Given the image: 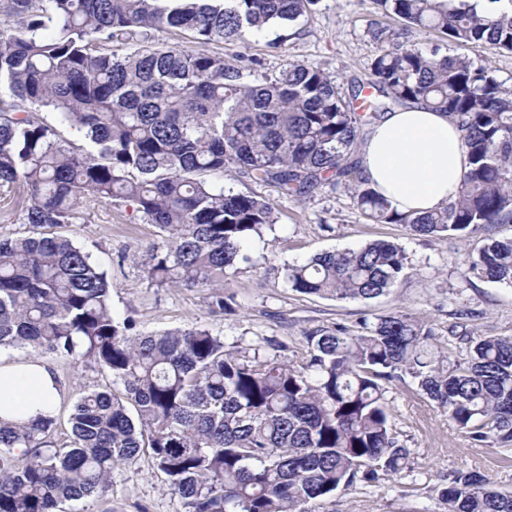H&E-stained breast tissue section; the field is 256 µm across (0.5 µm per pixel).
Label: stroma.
I'll list each match as a JSON object with an SVG mask.
<instances>
[{"label": "stroma", "instance_id": "1", "mask_svg": "<svg viewBox=\"0 0 512 512\" xmlns=\"http://www.w3.org/2000/svg\"><path fill=\"white\" fill-rule=\"evenodd\" d=\"M398 29L401 19L385 16L374 0H319L293 25H275L247 35L244 42L217 45L226 61L240 65L246 81L259 84L290 61L324 69L342 92L352 81H367L369 65L378 52L373 29ZM210 183L273 199L278 222L263 238L245 246L248 262L229 275L226 289L234 293L232 314L212 315L206 292L150 284L141 272L155 229L122 202L85 208L80 223L63 227L65 236L92 254L112 274V310L117 320L133 317L144 333L208 326L227 342L244 348L260 339L282 342L285 357L301 363L307 331L343 325L358 328L366 313L402 310L431 326L438 342L448 337L450 315L460 306L479 310L470 322L474 334L512 335V289L487 280L466 283L456 260L481 238L460 241L448 236L420 237L402 224H374L349 194L323 192L303 202L280 197L265 183L216 174ZM374 240L399 244L408 257V276L388 295L370 300H333L306 296L288 288L287 266L332 250L355 249ZM65 389L57 410V440L70 427V408L82 391L108 389L111 377L89 361L65 360L45 354ZM391 423L410 451L411 469L376 483H357L338 490L320 503L318 512H448L438 490L449 474L479 471L500 489L512 490V461L497 449L472 447L443 413L428 406L413 385L395 381L387 386ZM109 503L114 512H185L182 499L171 493L164 475L148 456L118 466L112 475Z\"/></svg>", "mask_w": 512, "mask_h": 512}]
</instances>
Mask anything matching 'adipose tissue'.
<instances>
[{
	"label": "adipose tissue",
	"mask_w": 512,
	"mask_h": 512,
	"mask_svg": "<svg viewBox=\"0 0 512 512\" xmlns=\"http://www.w3.org/2000/svg\"><path fill=\"white\" fill-rule=\"evenodd\" d=\"M359 157L371 186L397 211L425 213L457 198L467 149L446 113L414 103L386 113ZM64 396L44 360L0 359V418L30 422L55 412Z\"/></svg>",
	"instance_id": "1"
}]
</instances>
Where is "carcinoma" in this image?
<instances>
[{"label": "carcinoma", "instance_id": "1", "mask_svg": "<svg viewBox=\"0 0 512 512\" xmlns=\"http://www.w3.org/2000/svg\"><path fill=\"white\" fill-rule=\"evenodd\" d=\"M375 2L405 28L373 31L368 85L378 97L363 98L297 61L251 85L221 53L189 54L150 35L175 28L201 44L242 41L299 20L318 0H0V195L26 194L21 216L31 227L0 235V348L91 361L123 386L82 395L62 444L53 414L0 421V512H63L107 497L116 466L143 453L186 512H316L358 479L410 469L384 388L407 377L473 446L512 458V336L469 335L470 309L448 325L447 351L432 328L397 311L360 317L355 333H306L294 365L273 339L244 349L203 326L135 332L133 320L113 315L108 271L55 232L77 223L83 203H129L158 237L145 278L205 289L211 311L224 315L234 311L224 278L277 216L268 198L213 186V172L296 200L341 188L369 221L418 236L512 224V84L407 41L416 29L512 54V0H495V11L470 0ZM114 42L134 50L118 54ZM388 101H421L462 132L468 166L446 207L401 213L361 176V130ZM41 112L82 133L84 145L71 147ZM407 266L401 246L378 240L315 254L285 279L300 294L368 301ZM459 269L467 282L512 288V237L488 240ZM439 497L448 512H512V491L477 471L450 475Z\"/></svg>", "mask_w": 512, "mask_h": 512}]
</instances>
